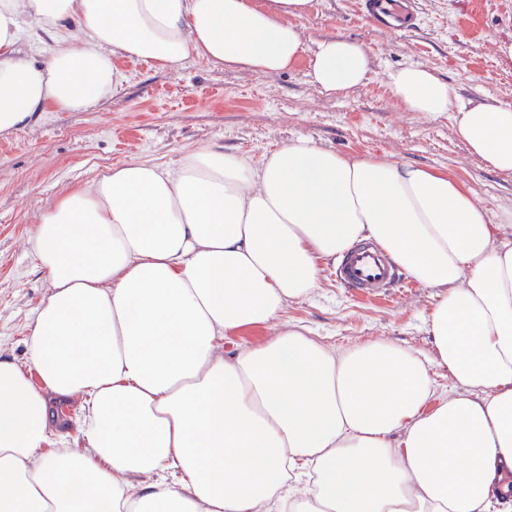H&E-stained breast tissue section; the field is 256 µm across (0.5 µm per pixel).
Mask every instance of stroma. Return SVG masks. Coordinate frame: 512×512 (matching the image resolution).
<instances>
[{
  "label": "stroma",
  "mask_w": 512,
  "mask_h": 512,
  "mask_svg": "<svg viewBox=\"0 0 512 512\" xmlns=\"http://www.w3.org/2000/svg\"><path fill=\"white\" fill-rule=\"evenodd\" d=\"M414 0L412 28H380L361 0H311L301 20L307 51L340 37L360 45L371 71L363 86L322 91L308 60L286 73L262 76L187 57L161 71L128 61L118 92L78 112H45L0 135V355L30 370L27 338L49 283L30 248L34 227L63 188L92 182L105 168L129 160L177 161L210 143L252 158L306 138L322 148L448 171L473 187L491 216L512 208V173L488 170L472 155L452 113L408 112L390 96L388 71L422 66L466 101L512 102V65L494 45L512 35V0ZM438 289L415 284L365 298L322 276L306 299L290 303L267 328L246 334L256 342L298 327L334 351L389 340L434 358L427 316ZM56 448H83L80 401H56Z\"/></svg>",
  "instance_id": "1"
}]
</instances>
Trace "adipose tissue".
Returning a JSON list of instances; mask_svg holds the SVG:
<instances>
[{
	"instance_id": "1",
	"label": "adipose tissue",
	"mask_w": 512,
	"mask_h": 512,
	"mask_svg": "<svg viewBox=\"0 0 512 512\" xmlns=\"http://www.w3.org/2000/svg\"><path fill=\"white\" fill-rule=\"evenodd\" d=\"M309 3L0 0V133L113 95L125 59L287 72ZM29 19L59 43L47 59L19 55ZM369 67L335 37L310 76L333 92ZM386 85L512 172V103L461 101L420 66ZM508 232L512 210L491 219L447 171L308 139L257 161L201 144L65 190L30 239L51 288L28 338L40 383L0 356V512H490L512 491ZM364 239L440 289L434 360L386 340L334 352L294 327L224 356ZM54 398L82 402L84 451L51 447Z\"/></svg>"
}]
</instances>
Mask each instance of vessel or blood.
<instances>
[{
	"mask_svg": "<svg viewBox=\"0 0 512 512\" xmlns=\"http://www.w3.org/2000/svg\"><path fill=\"white\" fill-rule=\"evenodd\" d=\"M373 18L390 24L395 18L408 15L410 0H369ZM333 276L348 290L364 295H380L402 282L399 268L372 243L356 245L338 261Z\"/></svg>",
	"mask_w": 512,
	"mask_h": 512,
	"instance_id": "vessel-or-blood-1",
	"label": "vessel or blood"
}]
</instances>
